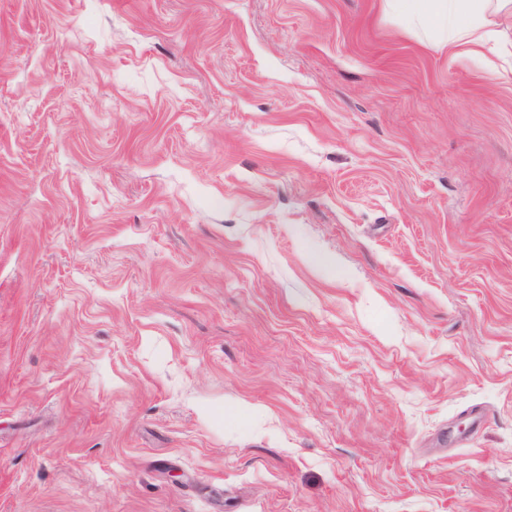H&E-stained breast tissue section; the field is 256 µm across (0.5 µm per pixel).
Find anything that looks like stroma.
Segmentation results:
<instances>
[{"mask_svg": "<svg viewBox=\"0 0 512 512\" xmlns=\"http://www.w3.org/2000/svg\"><path fill=\"white\" fill-rule=\"evenodd\" d=\"M0 512H512V71L0 0Z\"/></svg>", "mask_w": 512, "mask_h": 512, "instance_id": "35a3bbf8", "label": "stroma"}]
</instances>
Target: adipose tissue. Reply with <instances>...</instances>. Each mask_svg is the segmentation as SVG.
I'll list each match as a JSON object with an SVG mask.
<instances>
[{
    "instance_id": "obj_1",
    "label": "adipose tissue",
    "mask_w": 512,
    "mask_h": 512,
    "mask_svg": "<svg viewBox=\"0 0 512 512\" xmlns=\"http://www.w3.org/2000/svg\"><path fill=\"white\" fill-rule=\"evenodd\" d=\"M383 11L404 22L407 35L435 42L456 60L512 57V39L501 29L512 20V0H383Z\"/></svg>"
}]
</instances>
